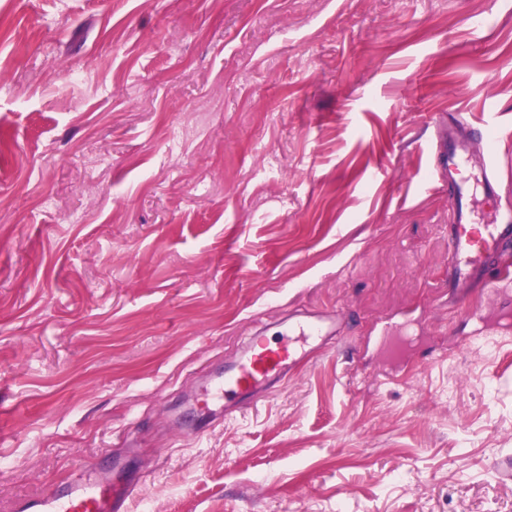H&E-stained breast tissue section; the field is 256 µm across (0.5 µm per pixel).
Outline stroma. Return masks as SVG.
<instances>
[{
    "label": "stroma",
    "mask_w": 512,
    "mask_h": 512,
    "mask_svg": "<svg viewBox=\"0 0 512 512\" xmlns=\"http://www.w3.org/2000/svg\"><path fill=\"white\" fill-rule=\"evenodd\" d=\"M458 112L512 218V0H0V512L128 438L131 512H512V247L449 287ZM311 313L339 340L195 439L255 320Z\"/></svg>",
    "instance_id": "35a3bbf8"
}]
</instances>
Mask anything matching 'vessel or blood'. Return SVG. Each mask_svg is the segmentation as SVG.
Here are the masks:
<instances>
[{
    "mask_svg": "<svg viewBox=\"0 0 512 512\" xmlns=\"http://www.w3.org/2000/svg\"><path fill=\"white\" fill-rule=\"evenodd\" d=\"M437 156L440 170L456 181L450 198L448 277L461 288L484 274L492 259L512 244V224L501 221L490 208L498 199L490 156H480L475 173L461 182L456 179L460 160L455 144L440 146ZM337 331L327 317L297 320L289 326L283 343L254 345L243 359L227 364L223 378L204 388L206 406L229 415L256 403L313 351L326 347ZM124 468L123 461L110 460L104 467L78 475L57 494L20 499L17 512H128L138 483L123 477Z\"/></svg>",
    "mask_w": 512,
    "mask_h": 512,
    "instance_id": "b4317fda",
    "label": "vessel or blood"
}]
</instances>
